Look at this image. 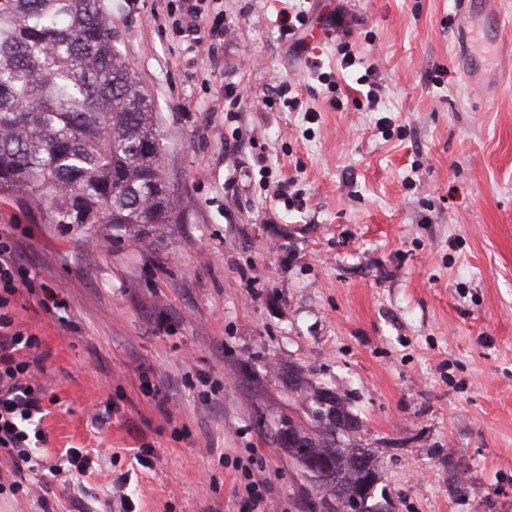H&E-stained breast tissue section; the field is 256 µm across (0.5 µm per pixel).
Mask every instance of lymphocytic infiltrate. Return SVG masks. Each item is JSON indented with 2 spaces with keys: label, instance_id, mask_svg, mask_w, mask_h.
<instances>
[{
  "label": "lymphocytic infiltrate",
  "instance_id": "1",
  "mask_svg": "<svg viewBox=\"0 0 512 512\" xmlns=\"http://www.w3.org/2000/svg\"><path fill=\"white\" fill-rule=\"evenodd\" d=\"M29 280V272L16 260L13 242L0 236V450L11 457L19 474L31 462L26 451L30 438L43 435L35 418L43 412L46 394L44 386L33 383L31 363L22 357L38 340L14 327L16 284Z\"/></svg>",
  "mask_w": 512,
  "mask_h": 512
}]
</instances>
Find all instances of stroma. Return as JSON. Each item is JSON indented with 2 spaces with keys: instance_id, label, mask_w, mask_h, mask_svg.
<instances>
[{
  "instance_id": "1",
  "label": "stroma",
  "mask_w": 512,
  "mask_h": 512,
  "mask_svg": "<svg viewBox=\"0 0 512 512\" xmlns=\"http://www.w3.org/2000/svg\"><path fill=\"white\" fill-rule=\"evenodd\" d=\"M111 3L185 221L144 248L0 198L37 283L30 451L93 460L20 480L0 453V512H243L253 480L267 512H317L279 443L292 369L357 419L387 512H512V76L479 90L457 60L463 38L505 73L512 50L462 37L458 0H198L230 30L211 45L177 0Z\"/></svg>"
}]
</instances>
